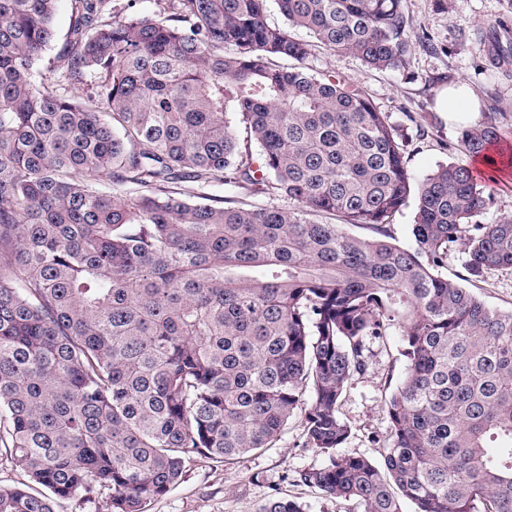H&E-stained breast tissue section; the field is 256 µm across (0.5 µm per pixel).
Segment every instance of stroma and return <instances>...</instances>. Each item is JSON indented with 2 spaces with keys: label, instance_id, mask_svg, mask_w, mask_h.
Masks as SVG:
<instances>
[{
  "label": "stroma",
  "instance_id": "35a3bbf8",
  "mask_svg": "<svg viewBox=\"0 0 512 512\" xmlns=\"http://www.w3.org/2000/svg\"><path fill=\"white\" fill-rule=\"evenodd\" d=\"M411 28L425 34L430 47H414L406 67L378 71L354 55L316 48L306 65L311 71L350 79L389 115L403 136L409 170L424 176L438 165L464 164L478 169L459 142L467 114L448 117L438 111L439 92L468 85L480 110L494 117L512 139V63L487 67L491 45L486 33L512 15L507 0H403ZM488 201L478 216L481 224L512 219V170L495 180L480 178ZM400 334L374 343L369 368L348 384L340 416L351 428L342 451L379 460V446L390 434L386 401L403 380L407 361ZM326 456L303 445L299 420H291L275 447L255 450L233 461L204 456L190 460L180 481L166 494L148 499L145 512H258L270 496L303 503L306 512H360L351 501L324 496L295 482V472L320 467Z\"/></svg>",
  "mask_w": 512,
  "mask_h": 512
}]
</instances>
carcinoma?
Wrapping results in <instances>:
<instances>
[{"mask_svg":"<svg viewBox=\"0 0 512 512\" xmlns=\"http://www.w3.org/2000/svg\"><path fill=\"white\" fill-rule=\"evenodd\" d=\"M57 2L0 0V466L27 476L0 486V512L105 494L145 512L188 460L271 448L298 410L305 446L328 455L299 480L327 496L512 512V311L442 275L460 247L470 281L511 271L512 219L474 221L486 198L467 166L414 180L388 115L304 66L319 44L407 65L427 38L403 0H275L280 25L268 0L121 18L112 0H72L48 80ZM511 58L494 40L490 65ZM460 141L512 168L493 118ZM395 329L407 373L379 467L336 452L351 433L339 405ZM260 512L304 507L274 496ZM413 200L410 205L395 215L392 226L393 243L409 245L412 241L411 225L413 219Z\"/></svg>","mask_w":512,"mask_h":512,"instance_id":"1","label":"carcinoma"}]
</instances>
